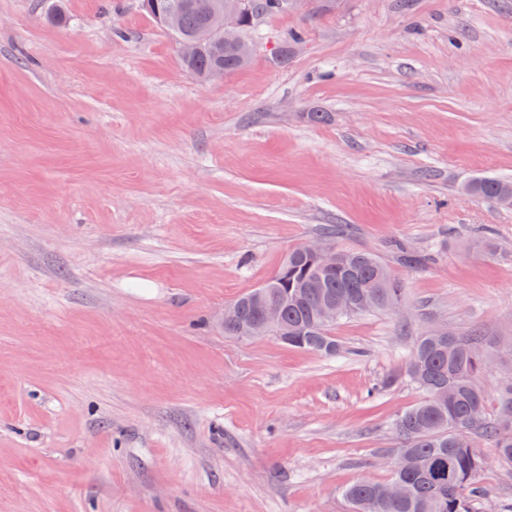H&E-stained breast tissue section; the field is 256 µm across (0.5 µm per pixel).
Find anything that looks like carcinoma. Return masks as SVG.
Listing matches in <instances>:
<instances>
[{"label": "carcinoma", "instance_id": "1", "mask_svg": "<svg viewBox=\"0 0 512 512\" xmlns=\"http://www.w3.org/2000/svg\"><path fill=\"white\" fill-rule=\"evenodd\" d=\"M251 14L243 30L253 33L258 19L285 10L284 0H249ZM217 0H159L176 12L174 39L200 38L214 23ZM182 66L198 80L214 68L231 73L246 66L234 50L220 41L205 40L201 50ZM462 193L498 202L512 195V181L489 176L469 180ZM336 269L319 267L297 247L288 253L280 271L261 290L253 289L230 303L233 313L224 320V334L259 337L271 334L261 317L264 303L279 300L284 306L286 345L334 356L339 344L332 335L336 322L365 312L361 303L372 299L373 311H385L401 301L402 288L385 278V265L370 253L339 251ZM336 302L347 308L336 319L319 318L320 306ZM481 330L467 334L435 329L423 333L402 362L399 375L422 393V399L396 416L392 427L400 439L396 455L404 467L395 469L390 482L407 486L405 496L385 497L386 484L359 481L344 491L353 512H476L475 504L490 497L479 483L483 457L474 441L483 439L497 448L501 462L512 466V433H503L500 415L489 417L484 391L477 381L489 360Z\"/></svg>", "mask_w": 512, "mask_h": 512}]
</instances>
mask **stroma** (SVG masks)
Returning a JSON list of instances; mask_svg holds the SVG:
<instances>
[{"instance_id": "1", "label": "stroma", "mask_w": 512, "mask_h": 512, "mask_svg": "<svg viewBox=\"0 0 512 512\" xmlns=\"http://www.w3.org/2000/svg\"><path fill=\"white\" fill-rule=\"evenodd\" d=\"M256 30L203 83L143 0H0V512H350L344 488L392 476L417 336L512 338V208L461 192L512 179V0ZM323 238L377 255L398 312L336 323L333 357L225 335ZM476 446L478 512H512Z\"/></svg>"}]
</instances>
